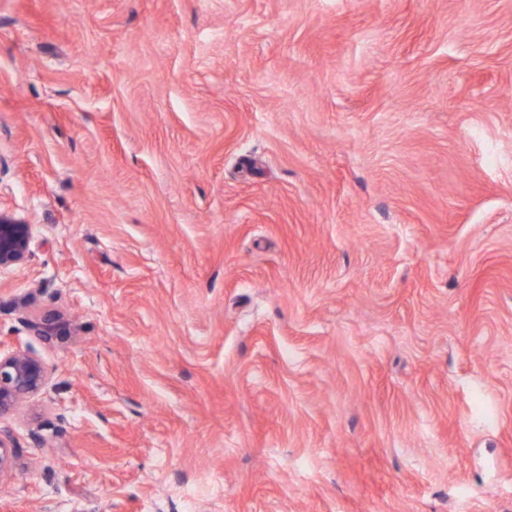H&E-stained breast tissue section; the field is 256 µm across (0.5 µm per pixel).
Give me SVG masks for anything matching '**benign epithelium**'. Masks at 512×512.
I'll use <instances>...</instances> for the list:
<instances>
[{
    "mask_svg": "<svg viewBox=\"0 0 512 512\" xmlns=\"http://www.w3.org/2000/svg\"><path fill=\"white\" fill-rule=\"evenodd\" d=\"M32 240V225L15 214L0 209V271L26 261ZM48 381L39 358L24 350L0 354V416L13 411L38 395ZM15 465V444L10 433L0 429V479Z\"/></svg>",
    "mask_w": 512,
    "mask_h": 512,
    "instance_id": "benign-epithelium-1",
    "label": "benign epithelium"
}]
</instances>
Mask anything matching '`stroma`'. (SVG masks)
Returning <instances> with one entry per match:
<instances>
[{
	"mask_svg": "<svg viewBox=\"0 0 512 512\" xmlns=\"http://www.w3.org/2000/svg\"><path fill=\"white\" fill-rule=\"evenodd\" d=\"M0 208V512H512V0H0ZM32 240V224L0 208V271L26 261ZM48 381L47 371L39 358L29 351L16 350L0 354V416L38 395ZM15 465V444L9 432L0 428V481L11 474Z\"/></svg>",
	"mask_w": 512,
	"mask_h": 512,
	"instance_id": "obj_1",
	"label": "stroma"
}]
</instances>
